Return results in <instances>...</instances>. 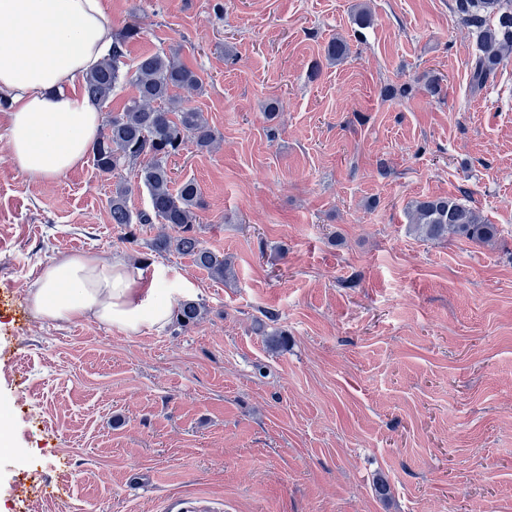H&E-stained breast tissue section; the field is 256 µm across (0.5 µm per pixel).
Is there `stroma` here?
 <instances>
[{
  "label": "stroma",
  "instance_id": "stroma-1",
  "mask_svg": "<svg viewBox=\"0 0 512 512\" xmlns=\"http://www.w3.org/2000/svg\"><path fill=\"white\" fill-rule=\"evenodd\" d=\"M101 5L139 20L129 58L202 79L219 146L172 166L233 276L127 242L93 162L28 181L0 107V512H512V56L474 87L454 0ZM435 196L497 240L418 238L408 207ZM77 253L163 266L204 312L133 335L41 317L30 288Z\"/></svg>",
  "mask_w": 512,
  "mask_h": 512
}]
</instances>
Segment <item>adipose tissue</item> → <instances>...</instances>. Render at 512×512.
<instances>
[{
	"instance_id": "1",
	"label": "adipose tissue",
	"mask_w": 512,
	"mask_h": 512,
	"mask_svg": "<svg viewBox=\"0 0 512 512\" xmlns=\"http://www.w3.org/2000/svg\"><path fill=\"white\" fill-rule=\"evenodd\" d=\"M112 18L101 0H0V99L9 104L7 151L31 181L83 164L102 114L83 92L112 49ZM177 300L163 267L145 274L122 257L74 255L49 265L29 293L53 321L92 318L125 334L158 331Z\"/></svg>"
}]
</instances>
